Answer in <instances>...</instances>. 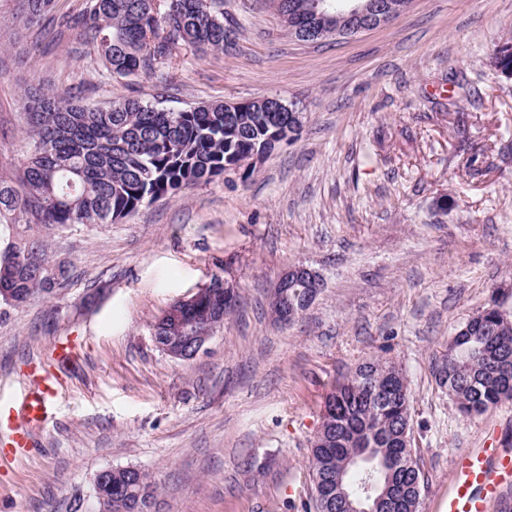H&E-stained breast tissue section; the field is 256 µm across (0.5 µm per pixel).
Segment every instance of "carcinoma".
<instances>
[{
	"instance_id": "obj_1",
	"label": "carcinoma",
	"mask_w": 512,
	"mask_h": 512,
	"mask_svg": "<svg viewBox=\"0 0 512 512\" xmlns=\"http://www.w3.org/2000/svg\"><path fill=\"white\" fill-rule=\"evenodd\" d=\"M29 25L48 19L77 26L84 43L119 79L148 73L180 42L224 49V0H83L74 15L57 0H16ZM493 66H512V40L496 46ZM25 160L0 176V224L15 233L0 250V286L50 297L64 277L48 254L46 236L75 225L112 224L159 198L207 183L243 166L270 145L277 113L260 100L200 103L178 112L118 98L107 107L37 85L22 96ZM439 372L462 412L480 414L512 399V322L494 306L472 317ZM391 391L370 404L362 388ZM403 373L366 362L336 383L325 403L322 432L311 446L314 512H354L370 485L386 488L379 512H417L420 469L413 458L411 407ZM158 486L143 469L114 468L95 492L96 512H153Z\"/></svg>"
}]
</instances>
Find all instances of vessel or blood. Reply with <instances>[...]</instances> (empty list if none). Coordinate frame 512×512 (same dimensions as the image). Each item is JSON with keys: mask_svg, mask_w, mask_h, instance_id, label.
I'll return each mask as SVG.
<instances>
[{"mask_svg": "<svg viewBox=\"0 0 512 512\" xmlns=\"http://www.w3.org/2000/svg\"><path fill=\"white\" fill-rule=\"evenodd\" d=\"M56 400L57 392L49 382L39 390L21 389L5 399L17 445H25L33 428L55 420ZM453 469L440 512H490L500 490L512 485V448L505 447L503 435H491L483 447L457 454Z\"/></svg>", "mask_w": 512, "mask_h": 512, "instance_id": "b4317fda", "label": "vessel or blood"}]
</instances>
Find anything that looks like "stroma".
I'll use <instances>...</instances> for the list:
<instances>
[{"mask_svg": "<svg viewBox=\"0 0 512 512\" xmlns=\"http://www.w3.org/2000/svg\"><path fill=\"white\" fill-rule=\"evenodd\" d=\"M12 10L0 0L2 171L24 158L32 82L174 112L279 96L304 123L248 170L51 235L66 269L55 295L0 303V390L54 368L57 419L0 466V512H89L97 473L127 466L158 484V512H301L324 401L377 360L407 378L418 512H439L456 454L512 429V401L465 416L439 380L471 316L494 303L512 321V79L491 62L512 38V0H412L320 43L288 35L277 0H224L222 52L182 43L124 80L78 29H23ZM482 149L490 168L469 177L463 162ZM295 264L324 286L285 325L271 290ZM216 277L236 312L195 358L172 360L153 323ZM62 341L75 351L64 365Z\"/></svg>", "mask_w": 512, "mask_h": 512, "instance_id": "1", "label": "stroma"}]
</instances>
